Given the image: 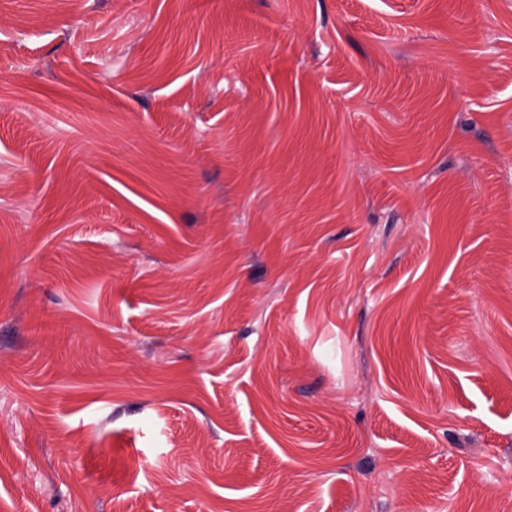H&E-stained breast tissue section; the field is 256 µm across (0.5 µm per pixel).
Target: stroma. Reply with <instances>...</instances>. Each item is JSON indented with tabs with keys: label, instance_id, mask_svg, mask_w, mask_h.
Wrapping results in <instances>:
<instances>
[{
	"label": "stroma",
	"instance_id": "stroma-1",
	"mask_svg": "<svg viewBox=\"0 0 512 512\" xmlns=\"http://www.w3.org/2000/svg\"><path fill=\"white\" fill-rule=\"evenodd\" d=\"M0 512H512V0H0Z\"/></svg>",
	"mask_w": 512,
	"mask_h": 512
}]
</instances>
